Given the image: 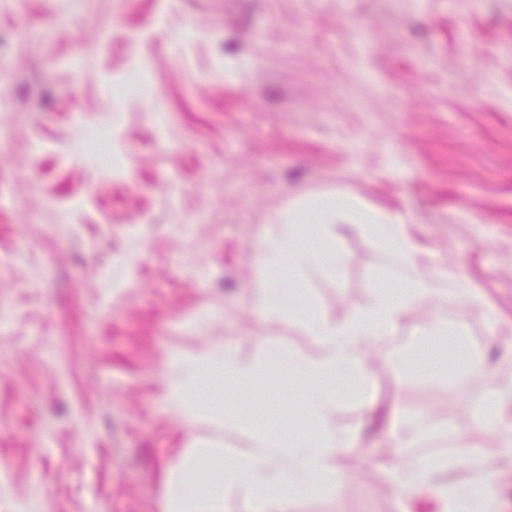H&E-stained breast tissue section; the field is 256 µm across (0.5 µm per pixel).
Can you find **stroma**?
<instances>
[{
	"mask_svg": "<svg viewBox=\"0 0 512 512\" xmlns=\"http://www.w3.org/2000/svg\"><path fill=\"white\" fill-rule=\"evenodd\" d=\"M0 512H158L189 446L164 396L172 351L229 343L258 367L223 386L225 457L309 412L271 350L318 351L250 302L263 234L290 205L351 193L401 217L443 293L367 349L326 426L352 437L339 482L289 512H443L408 494L399 423L457 431L435 482L492 477L512 512L503 431L479 422L512 377V0H16L0 9ZM339 272L297 275L339 317L402 264L340 229ZM469 360L413 351L438 318Z\"/></svg>",
	"mask_w": 512,
	"mask_h": 512,
	"instance_id": "obj_1",
	"label": "stroma"
}]
</instances>
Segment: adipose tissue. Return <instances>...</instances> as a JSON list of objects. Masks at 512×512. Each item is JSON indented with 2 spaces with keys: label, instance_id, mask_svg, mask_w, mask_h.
<instances>
[{
  "label": "adipose tissue",
  "instance_id": "adipose-tissue-1",
  "mask_svg": "<svg viewBox=\"0 0 512 512\" xmlns=\"http://www.w3.org/2000/svg\"><path fill=\"white\" fill-rule=\"evenodd\" d=\"M345 211L352 212L362 234L381 240L403 258L406 273L400 289H376L367 307L336 319L311 317L310 330L320 352L297 363L295 380L307 390L316 431L292 444L258 435L229 464L223 449L207 440L194 441L166 470L160 512H218V504L227 495L252 502L253 512H287L289 491L336 482L334 461L345 452L347 443L323 425L335 403L340 378L352 375L360 386H367V346L389 339L404 310L439 292L437 283L423 273L400 219L382 218L350 196H332L305 209L289 207L280 224L263 238L253 266L252 288L253 303L267 322L284 325L291 315L283 270L334 272L344 265L345 256L331 226ZM254 377L253 366L228 344L193 354L176 353L169 360L165 394L177 406L186 431L192 433L202 422L220 416L212 403L194 398L198 387L223 379L247 384ZM203 467L210 472L205 482L197 477Z\"/></svg>",
  "mask_w": 512,
  "mask_h": 512
}]
</instances>
